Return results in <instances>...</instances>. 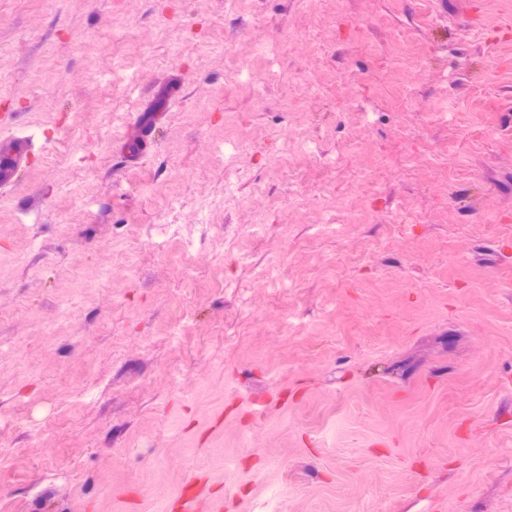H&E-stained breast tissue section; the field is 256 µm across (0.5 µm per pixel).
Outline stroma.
I'll return each instance as SVG.
<instances>
[{
	"label": "stroma",
	"mask_w": 512,
	"mask_h": 512,
	"mask_svg": "<svg viewBox=\"0 0 512 512\" xmlns=\"http://www.w3.org/2000/svg\"><path fill=\"white\" fill-rule=\"evenodd\" d=\"M509 17L0 0L42 150L0 190V512H512ZM172 199L193 252L147 240ZM181 88V82L175 83L171 90L166 93L161 99L154 98L156 102V108L161 109L162 112H158L148 120L138 124L136 126L137 135L133 140L130 138L117 150V155L120 157L123 164H135L143 159L154 141V134L157 127L164 123L163 111L170 109L176 103V96ZM158 103H162V106L158 107ZM150 122H153L152 125Z\"/></svg>",
	"instance_id": "35a3bbf8"
}]
</instances>
